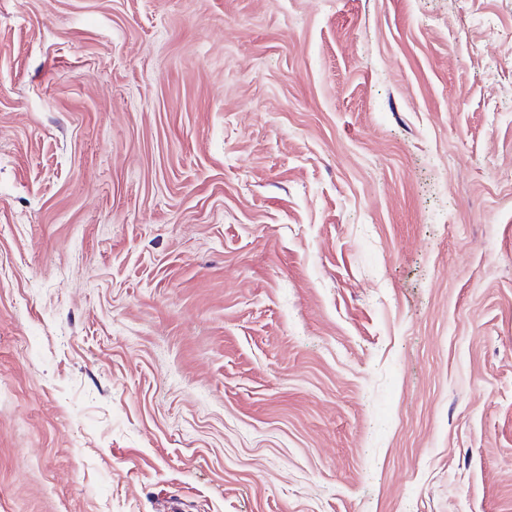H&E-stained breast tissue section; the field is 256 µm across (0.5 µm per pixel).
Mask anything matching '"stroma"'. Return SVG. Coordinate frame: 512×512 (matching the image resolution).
<instances>
[{
	"mask_svg": "<svg viewBox=\"0 0 512 512\" xmlns=\"http://www.w3.org/2000/svg\"><path fill=\"white\" fill-rule=\"evenodd\" d=\"M512 0H0V512H512Z\"/></svg>",
	"mask_w": 512,
	"mask_h": 512,
	"instance_id": "stroma-1",
	"label": "stroma"
}]
</instances>
